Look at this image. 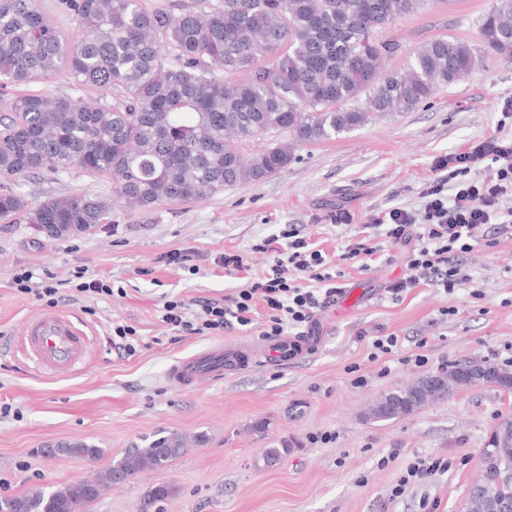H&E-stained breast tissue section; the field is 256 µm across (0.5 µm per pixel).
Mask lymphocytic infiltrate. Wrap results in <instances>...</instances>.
<instances>
[{"label": "lymphocytic infiltrate", "mask_w": 512, "mask_h": 512, "mask_svg": "<svg viewBox=\"0 0 512 512\" xmlns=\"http://www.w3.org/2000/svg\"><path fill=\"white\" fill-rule=\"evenodd\" d=\"M440 176L423 193L420 210L390 208L371 216L358 241L346 248V258L373 259L380 250L376 237L390 245L409 244L406 257L410 273L395 281L393 293L417 287L421 282L454 290L468 280L457 264V253L473 250L485 226H496L499 234L512 236V208L501 207L512 199V135H497L451 153L435 163ZM263 250L274 258L262 275L234 297L199 301L196 314H189L184 301L164 304V320L176 331L209 335L239 326L259 329L264 336H282L287 330L308 325L330 297L338 293L336 266L322 250L298 232L264 240ZM310 287H303V280ZM266 314L256 319L257 304Z\"/></svg>", "instance_id": "f902f5d3"}]
</instances>
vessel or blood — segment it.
<instances>
[{
	"label": "vessel or blood",
	"mask_w": 512,
	"mask_h": 512,
	"mask_svg": "<svg viewBox=\"0 0 512 512\" xmlns=\"http://www.w3.org/2000/svg\"><path fill=\"white\" fill-rule=\"evenodd\" d=\"M321 341L318 328L313 327L300 336H278L260 344L217 343L177 359L169 369L168 379L173 386L186 389L201 380H220L262 362L285 365ZM90 344V334L74 315L40 312L25 320L17 348L38 371L62 375L83 362Z\"/></svg>",
	"instance_id": "obj_1"
}]
</instances>
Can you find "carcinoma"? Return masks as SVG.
<instances>
[{
	"instance_id": "obj_1",
	"label": "carcinoma",
	"mask_w": 512,
	"mask_h": 512,
	"mask_svg": "<svg viewBox=\"0 0 512 512\" xmlns=\"http://www.w3.org/2000/svg\"><path fill=\"white\" fill-rule=\"evenodd\" d=\"M424 0H193L148 9L144 0H62L76 24L70 37L37 0H0V179L61 175L80 169L110 177L116 195L142 209L188 202L258 182L294 159L274 144L246 160L241 146L280 131L299 141L331 140L362 126L354 106L370 93V110L411 112L476 63L469 44L436 38L415 51L408 71L381 75L397 45L380 38L397 17ZM485 49L512 57V0L479 20ZM89 101L46 89L3 99L10 86L50 84L60 73ZM0 221L31 224L53 239L88 235L110 223L109 206L81 193L36 206L10 189L0 193ZM478 360L453 363L430 390L426 378L381 396L367 417L386 421L469 387ZM488 439L481 478L464 512H512V417ZM178 432L160 433L125 449L95 478L53 491L35 488L0 497V512H85L103 488L145 469L161 470L186 450ZM49 457L95 461L101 449L84 441L44 449ZM177 489L152 486L139 512H164Z\"/></svg>"
}]
</instances>
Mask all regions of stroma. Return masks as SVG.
Listing matches in <instances>:
<instances>
[{
  "instance_id": "1",
  "label": "stroma",
  "mask_w": 512,
  "mask_h": 512,
  "mask_svg": "<svg viewBox=\"0 0 512 512\" xmlns=\"http://www.w3.org/2000/svg\"><path fill=\"white\" fill-rule=\"evenodd\" d=\"M497 0H427L398 17L383 33L398 46L386 72L404 71L423 42L448 37L479 49L476 65L411 112L372 115L336 139L306 144L292 133L266 135L243 149L252 157L264 143H291L294 159L268 178L200 200L130 209L114 199L112 181L71 170L59 177L33 174L12 182L30 204L50 196L90 194L110 201L111 223L92 235L51 239L29 224L0 221V497L36 487L58 488L93 479L141 439L176 431L184 454L166 469H146L106 488L87 512H137L152 485H175L166 512H461L480 475V453L499 418L512 416V392L480 384L459 390L396 420L372 422L365 409L390 389L474 358L512 369V239L486 228L471 252L458 256L469 284L447 293L430 285L392 295L388 287L407 275L403 249L386 247L363 267L342 254L359 226L394 207L417 209L437 179L435 160L498 134L504 100L512 99V58L482 49L478 21ZM350 224H333L336 210ZM294 229L311 237L342 273L339 284L359 302L331 301L315 314L323 341L285 366L260 365L179 390L169 366L215 341L259 342L257 331L238 327L215 336H185L163 320V305L178 298L224 299L262 274L271 252L262 241ZM174 252L183 264L169 262ZM240 253L248 278L225 273L219 257ZM32 285L65 282L57 305L22 293ZM99 277L111 296L78 293L79 276ZM57 309L75 314L93 336L77 372L51 376L31 368L16 350L22 323ZM451 316H443V309ZM136 329L143 345L122 355L112 326ZM400 338L405 364L372 360L374 337ZM423 363H413L415 355ZM84 440L102 448L93 462L45 458L43 447ZM291 446L273 466L266 449ZM449 461L448 471L392 490L415 458Z\"/></svg>"
}]
</instances>
